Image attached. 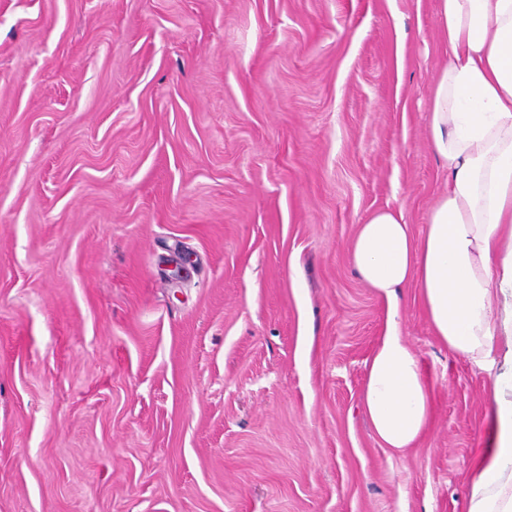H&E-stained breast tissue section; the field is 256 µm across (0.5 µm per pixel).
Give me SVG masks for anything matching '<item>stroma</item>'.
I'll return each mask as SVG.
<instances>
[{
	"label": "stroma",
	"instance_id": "35a3bbf8",
	"mask_svg": "<svg viewBox=\"0 0 512 512\" xmlns=\"http://www.w3.org/2000/svg\"><path fill=\"white\" fill-rule=\"evenodd\" d=\"M435 11L0 0V512H465L490 379L403 288L434 409L382 447L349 262L444 186Z\"/></svg>",
	"mask_w": 512,
	"mask_h": 512
}]
</instances>
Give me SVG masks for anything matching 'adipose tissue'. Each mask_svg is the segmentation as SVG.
Segmentation results:
<instances>
[{"mask_svg": "<svg viewBox=\"0 0 512 512\" xmlns=\"http://www.w3.org/2000/svg\"><path fill=\"white\" fill-rule=\"evenodd\" d=\"M448 57L427 133L447 185L422 234L401 212H373L350 250L388 306L366 367L362 407L384 447H413L432 387L400 334L398 291L415 284L433 334L491 379L494 431L470 471L465 512H512V0H438Z\"/></svg>", "mask_w": 512, "mask_h": 512, "instance_id": "1", "label": "adipose tissue"}]
</instances>
